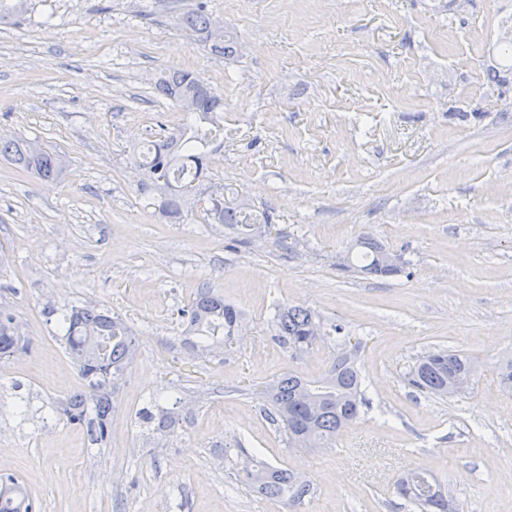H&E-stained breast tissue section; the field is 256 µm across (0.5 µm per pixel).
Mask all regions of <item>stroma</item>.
I'll list each match as a JSON object with an SVG mask.
<instances>
[{
  "instance_id": "1",
  "label": "stroma",
  "mask_w": 512,
  "mask_h": 512,
  "mask_svg": "<svg viewBox=\"0 0 512 512\" xmlns=\"http://www.w3.org/2000/svg\"><path fill=\"white\" fill-rule=\"evenodd\" d=\"M148 0H32L0 25V134L65 161L52 182L0 159V304L28 353L0 359V471L41 512H283L237 486L244 444L313 487L296 512H411L394 489L427 466L461 512L512 504V78L484 71L512 37V0H207L243 46L233 63ZM189 70L224 101V138L179 222L128 173L159 124L161 71ZM268 210L276 233L235 242L204 220L212 188ZM370 235L411 277L340 270ZM243 313L242 341L193 354L180 316L202 286ZM85 303L132 330L137 353L112 396L104 444L60 407L84 390L59 336ZM317 311L361 342L368 407L328 448L290 447L265 416L264 383L324 375L335 342L298 354L275 339L279 306ZM447 348L476 374L432 396L406 374ZM157 406L177 423L143 425Z\"/></svg>"
}]
</instances>
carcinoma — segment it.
Instances as JSON below:
<instances>
[{
  "label": "carcinoma",
  "mask_w": 512,
  "mask_h": 512,
  "mask_svg": "<svg viewBox=\"0 0 512 512\" xmlns=\"http://www.w3.org/2000/svg\"><path fill=\"white\" fill-rule=\"evenodd\" d=\"M30 0H0V23L22 18ZM175 22L210 51L231 63L241 54L236 36L224 29V21L213 17L205 0L194 2L176 14ZM502 64L486 72V81L497 84L504 73L512 72V40L501 47ZM156 93L190 113L191 120L173 128L160 127L156 141L138 152L137 164L142 185L160 195L159 211L168 219L181 216L185 208V181H195L208 171L210 145L221 134L217 115L224 101L190 71L162 73L155 82ZM0 157L42 180L62 175L64 162L36 139H14L0 135ZM206 221L222 224L228 230L243 233L258 226L268 227L271 215L263 211L252 216L241 205L228 203L220 192L208 199ZM393 255L384 244L368 235L341 256L337 267L351 269L371 277H386L383 260ZM187 322L200 336L201 349L233 341L242 315L224 297L211 288H202L184 311ZM62 341L85 380L87 390L71 396L63 414L72 423L87 424L94 441L108 435L112 420V391L109 381L121 377L136 354L135 337L123 320L94 306H74L61 323ZM343 332V327H325L313 310L283 306L275 315V336L280 344L298 352ZM29 340L21 335L15 314L0 305V359L27 352ZM357 350H345L333 358L320 378L308 379L297 373L284 374L270 382L262 392L268 418L283 428L288 444L302 448H322L336 439L345 428L358 421L367 407L362 379L356 364ZM474 374L470 359L453 350L439 349L416 359L407 373L409 384L435 395L453 393L457 374ZM236 483L264 497L282 501L290 509L310 494V485L288 469L275 467L239 447L234 456L224 457ZM437 483L422 467L409 469L395 484L396 493L416 512H458L457 504L446 493L430 492ZM0 512H40L35 497L12 476L0 475Z\"/></svg>",
  "instance_id": "1"
}]
</instances>
